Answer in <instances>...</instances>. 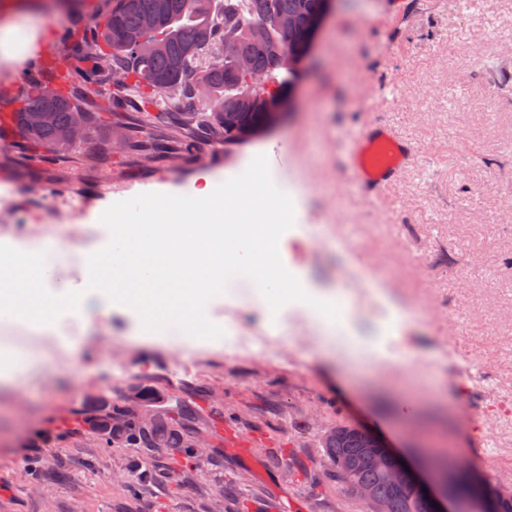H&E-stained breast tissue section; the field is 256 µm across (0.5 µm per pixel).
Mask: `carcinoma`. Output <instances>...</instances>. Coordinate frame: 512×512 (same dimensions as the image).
I'll return each mask as SVG.
<instances>
[{
    "label": "carcinoma",
    "mask_w": 512,
    "mask_h": 512,
    "mask_svg": "<svg viewBox=\"0 0 512 512\" xmlns=\"http://www.w3.org/2000/svg\"><path fill=\"white\" fill-rule=\"evenodd\" d=\"M109 2L89 35L67 43L73 67L69 87L44 99L42 90L54 82L53 70L20 76L22 91L10 117L24 143L42 148L26 154L28 161L66 162L77 154L92 162L93 156L82 150L92 125L130 108L137 117L125 125V137L133 148L143 147L151 127L164 119L176 123L172 140L185 152L197 147L186 128L217 135L226 147L251 141L263 132L267 112L266 106L257 104L264 90L254 84L253 75L270 82L279 96L288 95L297 76L294 60L305 52L310 23L324 7V0ZM148 16L159 18L157 28L140 45L126 42L140 34ZM284 19L291 20V26L282 25ZM227 47L235 55L224 57V67H215L214 54ZM239 58L247 60L249 71H238ZM162 78L174 86H159ZM131 392L141 403L164 401L154 419L146 422L126 406L96 401L71 433L88 432L101 448L119 444L160 448L184 460L177 476L191 480L199 457L192 404L139 386L131 387ZM320 447L328 477L343 489H363L369 512H375L378 503L385 512H420L415 493L394 487L388 479L398 460L372 446L356 427L337 425L324 431ZM369 457L376 463H362ZM434 461L452 474L460 491H467V469L445 455L435 456Z\"/></svg>",
    "instance_id": "1"
}]
</instances>
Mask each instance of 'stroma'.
<instances>
[{
    "mask_svg": "<svg viewBox=\"0 0 512 512\" xmlns=\"http://www.w3.org/2000/svg\"><path fill=\"white\" fill-rule=\"evenodd\" d=\"M40 20L50 35L19 71L45 60L65 82L63 38L88 34L92 12ZM19 71L0 75V109ZM289 112L245 146L228 151L210 137L149 165L127 149L117 116L93 125L92 165L30 163L15 131L0 130V239L26 224L79 257L108 244L99 218L113 203L192 197L201 177L229 180L262 155L276 187L303 194L278 246L285 268L342 288L369 267L407 315L383 325L372 296L353 292L327 345L301 304L270 318L228 297L207 309L225 336L273 339L261 355L233 358L223 339L168 331L136 340L138 317L115 308L90 330L73 328L69 343L40 337L42 371L0 387V512H224L227 485L242 492L239 512H366L324 477L319 434L339 423L363 424L412 458L418 438L454 449L512 487V0H338ZM372 122L415 151L375 210L342 152L344 136ZM134 383L196 392L206 451L192 481L144 448H101L89 434L39 438L97 394L123 404ZM40 462L65 478L47 479ZM134 462L151 477L135 497L126 488Z\"/></svg>",
    "mask_w": 512,
    "mask_h": 512,
    "instance_id": "1",
    "label": "stroma"
}]
</instances>
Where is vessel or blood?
<instances>
[{
	"mask_svg": "<svg viewBox=\"0 0 512 512\" xmlns=\"http://www.w3.org/2000/svg\"><path fill=\"white\" fill-rule=\"evenodd\" d=\"M342 149L354 182L367 192L397 179L414 158L402 137L385 126L351 132Z\"/></svg>",
	"mask_w": 512,
	"mask_h": 512,
	"instance_id": "1",
	"label": "vessel or blood"
}]
</instances>
